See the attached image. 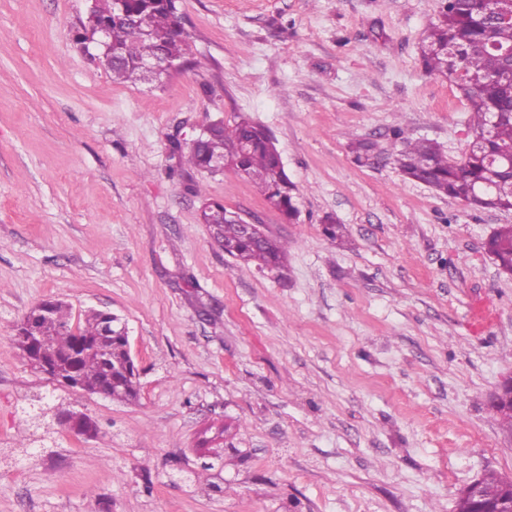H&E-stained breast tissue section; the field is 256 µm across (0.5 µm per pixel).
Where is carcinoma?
I'll return each instance as SVG.
<instances>
[{
    "label": "carcinoma",
    "mask_w": 512,
    "mask_h": 512,
    "mask_svg": "<svg viewBox=\"0 0 512 512\" xmlns=\"http://www.w3.org/2000/svg\"><path fill=\"white\" fill-rule=\"evenodd\" d=\"M489 0H443L441 17L420 46V58L429 74L447 78L469 101L474 118L475 143L459 160L448 159L440 146L428 139L410 140L401 128L393 131L400 145L391 157L408 179L423 183L439 195L463 200L475 207L512 210V194H497L492 185L512 181V77L502 50L512 48V20L492 15ZM108 32L112 81L137 79L140 63L150 57L184 61L189 51L177 0H95L93 20L82 23L75 41L87 42L90 25ZM358 162L374 158L376 146L368 140L351 144ZM178 167L183 162L200 171L211 163L230 159V167L258 186L266 202L289 221L296 220L294 186L282 165L269 133L241 119L232 127L223 122L208 126L207 135L184 148L176 143ZM213 241L236 260L260 268L284 266L286 246L268 233L262 238L247 234L224 203L207 201L201 210ZM498 269L512 275V224L500 226L487 243ZM107 318L88 313L72 328L71 308L61 300H45L32 307L16 329V345L34 363L44 357L58 375L72 377L76 388L99 392L112 388L124 401L134 400L138 390L125 378L128 356L119 336L105 335ZM49 337L45 354L35 337ZM487 498L497 500L512 493V478L493 472L481 476Z\"/></svg>",
    "instance_id": "carcinoma-1"
}]
</instances>
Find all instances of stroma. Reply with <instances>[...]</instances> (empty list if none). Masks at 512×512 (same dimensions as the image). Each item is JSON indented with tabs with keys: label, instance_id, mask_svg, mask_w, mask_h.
Listing matches in <instances>:
<instances>
[{
	"label": "stroma",
	"instance_id": "1",
	"mask_svg": "<svg viewBox=\"0 0 512 512\" xmlns=\"http://www.w3.org/2000/svg\"><path fill=\"white\" fill-rule=\"evenodd\" d=\"M178 5L191 53L155 86L76 43L87 0H0V512H455L477 476L512 474L493 408L512 276L484 247L512 211L349 149L399 127L469 151L468 100L419 61L442 0ZM242 117L272 134L295 223L232 169L171 175L172 142ZM206 197L287 242L285 270L215 245ZM48 297L126 323L135 401L21 358L15 326ZM43 400L97 436L35 421Z\"/></svg>",
	"mask_w": 512,
	"mask_h": 512
}]
</instances>
